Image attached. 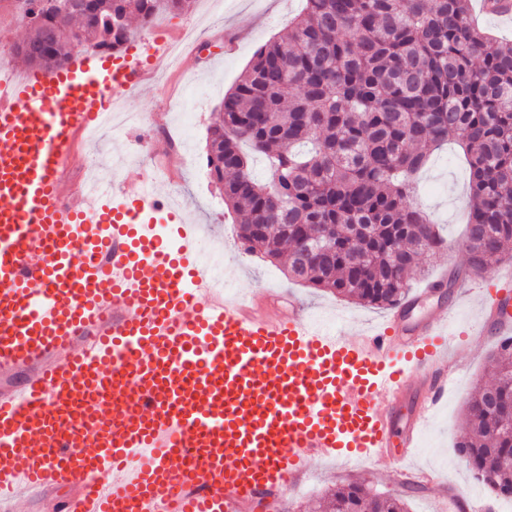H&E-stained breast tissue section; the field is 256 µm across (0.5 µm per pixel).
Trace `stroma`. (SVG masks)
Returning a JSON list of instances; mask_svg holds the SVG:
<instances>
[{
  "instance_id": "obj_1",
  "label": "stroma",
  "mask_w": 512,
  "mask_h": 512,
  "mask_svg": "<svg viewBox=\"0 0 512 512\" xmlns=\"http://www.w3.org/2000/svg\"><path fill=\"white\" fill-rule=\"evenodd\" d=\"M304 7V0H195L191 10L163 15L148 29L135 33L132 46L143 49L157 39L177 42L181 31L193 29L199 45L192 69L160 67L156 79L120 100L122 110L142 118L122 138L84 139L77 146V164L65 178L66 188L81 179L84 165L111 172L115 182L141 175L152 177L160 201L179 208L186 222L205 227L224 249V277L234 296L278 295L274 309L284 313L289 299L298 300L309 316L335 324L353 336L362 323L378 321L387 312L359 305L328 291L289 279L283 264L259 253H244L237 237V218L224 206V196L205 165L207 129L225 94L238 82L258 47L284 34ZM414 199L440 227L444 238L460 241L470 204L469 168L456 143L430 151L418 173ZM478 320L473 301H463L448 318L449 333L464 337L448 354L451 381L448 401L436 409L423 433L414 466L444 473L446 487L401 482L387 465L371 460L347 468L315 461L297 487L271 512H312L315 502L336 484L363 480L381 491L406 497L410 512H451L452 497H465L474 475L455 449L465 431L462 410L476 385L492 378L490 356L498 339L472 328ZM74 482H45L37 493H0V512H63L76 504Z\"/></svg>"
}]
</instances>
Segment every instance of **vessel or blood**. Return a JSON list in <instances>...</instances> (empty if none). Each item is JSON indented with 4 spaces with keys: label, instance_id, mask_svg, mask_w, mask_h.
Returning <instances> with one entry per match:
<instances>
[{
    "label": "vessel or blood",
    "instance_id": "obj_1",
    "mask_svg": "<svg viewBox=\"0 0 512 512\" xmlns=\"http://www.w3.org/2000/svg\"><path fill=\"white\" fill-rule=\"evenodd\" d=\"M155 68L132 47L0 70V370L53 359L0 395V489L53 470L81 479L89 512H252L317 459L378 456L407 473L448 399V311L472 298L482 331L512 333V274L494 298L435 279L355 337L293 306L254 314L212 282L198 225L173 210L158 230L144 180L63 190L75 138ZM442 288L447 301L416 315ZM105 468L107 485L93 476Z\"/></svg>",
    "mask_w": 512,
    "mask_h": 512
}]
</instances>
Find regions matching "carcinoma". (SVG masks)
<instances>
[{
  "mask_svg": "<svg viewBox=\"0 0 512 512\" xmlns=\"http://www.w3.org/2000/svg\"><path fill=\"white\" fill-rule=\"evenodd\" d=\"M23 0L28 43L12 47L28 67L61 68L73 46L117 52L140 28L194 0ZM464 146L471 210L457 278L500 263L512 244V41H496L470 0H306L288 33L258 48L224 95L208 128L206 162L238 218L246 253L288 254L293 270L306 242L319 251L302 282L361 304L395 307L407 277L446 240L412 202L423 147ZM269 161L256 179L249 152ZM495 387L464 404L457 443L470 470L497 496L512 497V337L493 355ZM336 485L323 512H409L408 501Z\"/></svg>",
  "mask_w": 512,
  "mask_h": 512,
  "instance_id": "obj_1",
  "label": "carcinoma"
}]
</instances>
